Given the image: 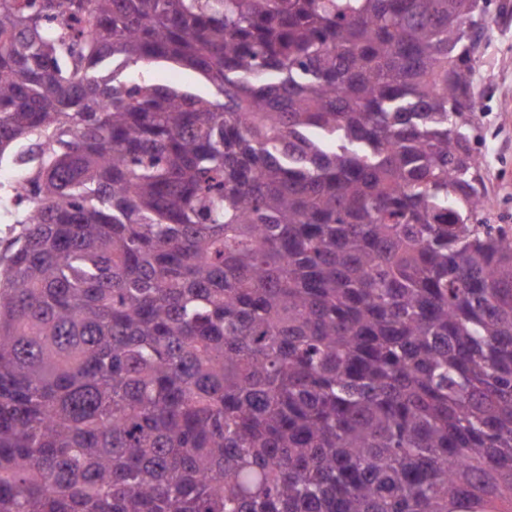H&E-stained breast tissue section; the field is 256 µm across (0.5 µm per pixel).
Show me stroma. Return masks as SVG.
<instances>
[{
	"label": "stroma",
	"mask_w": 512,
	"mask_h": 512,
	"mask_svg": "<svg viewBox=\"0 0 512 512\" xmlns=\"http://www.w3.org/2000/svg\"><path fill=\"white\" fill-rule=\"evenodd\" d=\"M482 6L471 147L482 162L493 223L512 225V0H482Z\"/></svg>",
	"instance_id": "obj_1"
}]
</instances>
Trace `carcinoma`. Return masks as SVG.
<instances>
[{"instance_id": "1", "label": "carcinoma", "mask_w": 512, "mask_h": 512, "mask_svg": "<svg viewBox=\"0 0 512 512\" xmlns=\"http://www.w3.org/2000/svg\"><path fill=\"white\" fill-rule=\"evenodd\" d=\"M470 11L0 0V512H512ZM147 70L148 78L157 84L190 88L202 94L210 91L207 82L195 71L166 63L151 65Z\"/></svg>"}]
</instances>
